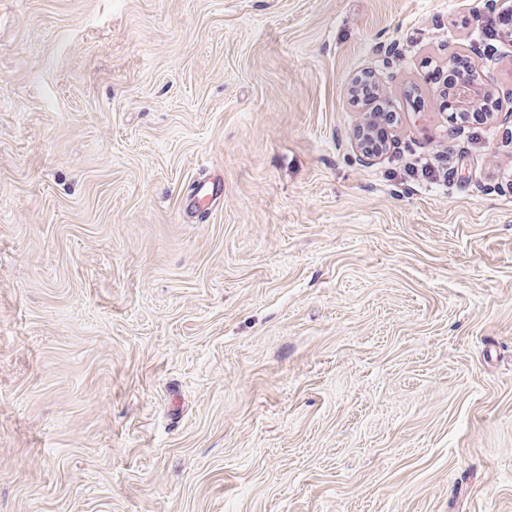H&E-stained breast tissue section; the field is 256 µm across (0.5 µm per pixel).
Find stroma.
Returning <instances> with one entry per match:
<instances>
[{
	"label": "stroma",
	"mask_w": 512,
	"mask_h": 512,
	"mask_svg": "<svg viewBox=\"0 0 512 512\" xmlns=\"http://www.w3.org/2000/svg\"><path fill=\"white\" fill-rule=\"evenodd\" d=\"M489 9L0 0V512H512V143L425 79L512 97ZM470 71V58L467 55H457L453 63L448 66L447 75L444 77V70L438 66L428 70V79L437 85L438 96L440 95L443 99V103L448 102V112H482L485 109L484 107L487 106V103L484 104L486 102L484 100L494 95V88L488 84L471 83V85H461L455 91V96L461 109L478 107L484 102L477 109L470 111L460 110L455 103L453 88L460 77ZM357 97L361 100L362 104L370 105L371 112H363L359 125L353 130V138L357 142L363 156H369L371 153L363 146L362 140L365 136H369V130L373 125L375 117L380 114V120L376 122L371 132L369 146L374 151H385L387 148L389 135V128L397 124V115L390 108L384 100H381L377 84L371 79H364L363 82L356 88ZM388 118V119H387ZM193 202L199 208H208L222 194L221 180L217 178H200L194 186Z\"/></svg>",
	"instance_id": "stroma-1"
}]
</instances>
